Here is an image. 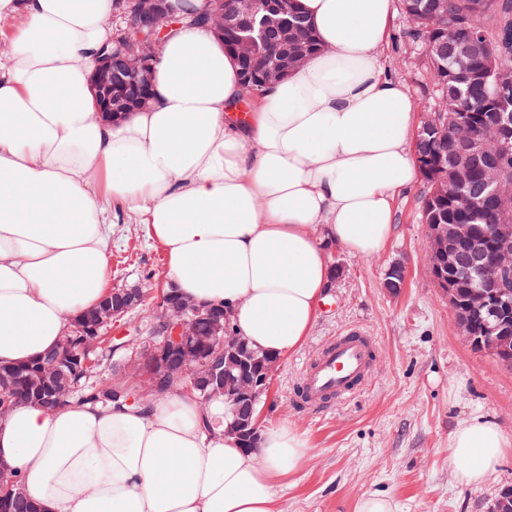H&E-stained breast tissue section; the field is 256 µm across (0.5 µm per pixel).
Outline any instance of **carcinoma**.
<instances>
[{
    "label": "carcinoma",
    "mask_w": 512,
    "mask_h": 512,
    "mask_svg": "<svg viewBox=\"0 0 512 512\" xmlns=\"http://www.w3.org/2000/svg\"><path fill=\"white\" fill-rule=\"evenodd\" d=\"M402 10L410 22L411 44L423 50L431 43L441 46L437 62L427 61L433 93L438 99L453 92L458 112L469 126L458 135L451 129L444 135L436 131L417 135L415 152L428 185L422 214L450 216L458 224H470L475 237L484 239L492 225L512 221V134L503 133L497 121L502 106L512 107V0H402ZM284 24L306 55L320 50L307 18L297 11L293 0L288 3ZM467 42L471 43L469 54L461 62L457 59L459 45ZM270 63L263 53L241 55L237 61L240 76L252 78ZM458 160L471 169L464 187L468 199L464 208L456 207L454 193L435 188L437 165ZM110 326L112 323H104L92 334L83 314L50 350L69 375L68 388L61 394L36 385L35 377L47 363L44 354L22 363L0 364V407L8 409L19 400L46 408L79 399L126 402L134 398L148 403L181 388L185 376L177 370L165 375L158 390L149 394L116 381L102 386L90 383L91 374L100 367L116 373L131 363L121 348L125 339L105 335ZM190 343L204 366L222 362L227 355L249 352L261 359L254 364L255 373L271 378V356L252 348L246 339L224 350L221 334L209 315L196 319ZM131 364L144 372L152 370L143 357ZM0 512H37L17 474L11 485L0 486Z\"/></svg>",
    "instance_id": "obj_1"
}]
</instances>
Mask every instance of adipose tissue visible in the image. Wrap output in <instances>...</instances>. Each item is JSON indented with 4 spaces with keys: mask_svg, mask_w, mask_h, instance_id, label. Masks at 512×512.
I'll list each match as a JSON object with an SVG mask.
<instances>
[{
    "mask_svg": "<svg viewBox=\"0 0 512 512\" xmlns=\"http://www.w3.org/2000/svg\"><path fill=\"white\" fill-rule=\"evenodd\" d=\"M323 49L252 96L208 28L169 38L149 107L97 110L91 70L113 0H0V363L61 340L108 293L118 208L164 249L185 298L224 307L257 350L288 355L320 315L335 244L378 254L392 201L421 171L414 103L380 51L394 0H299ZM224 403H15L0 462L38 512H279L305 436L264 428L245 450ZM512 447L483 416L450 436L453 479L488 482Z\"/></svg>",
    "mask_w": 512,
    "mask_h": 512,
    "instance_id": "obj_1",
    "label": "adipose tissue"
}]
</instances>
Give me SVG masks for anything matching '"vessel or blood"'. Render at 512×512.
Listing matches in <instances>:
<instances>
[{
  "mask_svg": "<svg viewBox=\"0 0 512 512\" xmlns=\"http://www.w3.org/2000/svg\"><path fill=\"white\" fill-rule=\"evenodd\" d=\"M372 359L371 340L357 331L324 344L300 380V400L321 408L350 395L368 375Z\"/></svg>",
  "mask_w": 512,
  "mask_h": 512,
  "instance_id": "obj_1",
  "label": "vessel or blood"
}]
</instances>
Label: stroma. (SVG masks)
Listing matches in <instances>:
<instances>
[{
  "label": "stroma",
  "instance_id": "1",
  "mask_svg": "<svg viewBox=\"0 0 512 512\" xmlns=\"http://www.w3.org/2000/svg\"><path fill=\"white\" fill-rule=\"evenodd\" d=\"M397 16L383 57L392 76L426 112L424 60L403 37ZM425 181L393 200L395 230L383 250L364 258L341 248L328 252L340 269L304 342L282 357L258 408L260 424L286 423L305 434L303 467L278 490L281 512H357L372 494L393 499L397 512H491L500 491L512 487V447L485 485L458 486L452 476L449 439L456 424L473 415L496 420L512 437V368L466 344L448 301L428 273L421 220ZM111 288L147 289L145 304L113 324L131 347L148 341L158 293L168 280L161 246L126 212L113 213L109 242ZM402 262L398 291L384 285V271ZM376 346L366 381L351 396L323 408L296 402L307 365L327 341L350 329Z\"/></svg>",
  "mask_w": 512,
  "mask_h": 512
}]
</instances>
